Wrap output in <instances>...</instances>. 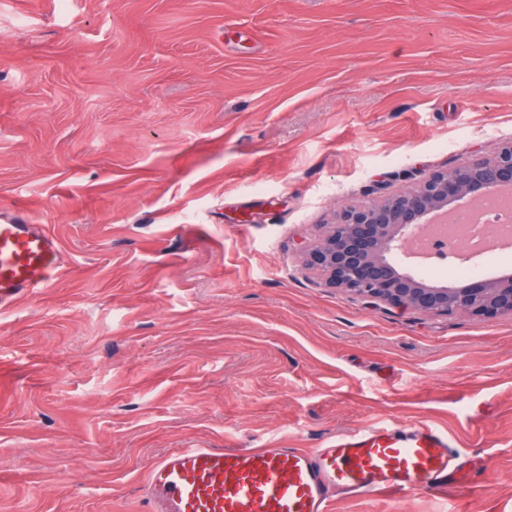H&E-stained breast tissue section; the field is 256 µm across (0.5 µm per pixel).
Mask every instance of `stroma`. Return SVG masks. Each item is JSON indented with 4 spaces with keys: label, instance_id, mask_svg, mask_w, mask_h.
I'll return each mask as SVG.
<instances>
[{
    "label": "stroma",
    "instance_id": "1",
    "mask_svg": "<svg viewBox=\"0 0 512 512\" xmlns=\"http://www.w3.org/2000/svg\"><path fill=\"white\" fill-rule=\"evenodd\" d=\"M512 140V0H0V215L67 271L0 312V512H125L169 448L424 422L512 512V315L325 287L337 212Z\"/></svg>",
    "mask_w": 512,
    "mask_h": 512
}]
</instances>
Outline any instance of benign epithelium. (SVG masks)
I'll use <instances>...</instances> for the list:
<instances>
[{"instance_id":"1","label":"benign epithelium","mask_w":512,"mask_h":512,"mask_svg":"<svg viewBox=\"0 0 512 512\" xmlns=\"http://www.w3.org/2000/svg\"><path fill=\"white\" fill-rule=\"evenodd\" d=\"M512 188V141L489 158L434 170L414 189L382 202L343 210L322 241L303 251L306 264L327 275L326 284L398 308L476 317L512 315V275L493 281L467 278L448 288L430 287L394 270L388 256L426 224L431 212L463 199Z\"/></svg>"}]
</instances>
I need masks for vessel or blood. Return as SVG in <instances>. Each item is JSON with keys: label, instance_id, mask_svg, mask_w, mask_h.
I'll list each match as a JSON object with an SVG mask.
<instances>
[{"label": "vessel or blood", "instance_id": "1", "mask_svg": "<svg viewBox=\"0 0 512 512\" xmlns=\"http://www.w3.org/2000/svg\"><path fill=\"white\" fill-rule=\"evenodd\" d=\"M66 269L41 224L0 219V309L49 288ZM464 451L426 424L370 425L308 450L172 448L147 472L146 512H330L336 493H411L447 487Z\"/></svg>", "mask_w": 512, "mask_h": 512}]
</instances>
